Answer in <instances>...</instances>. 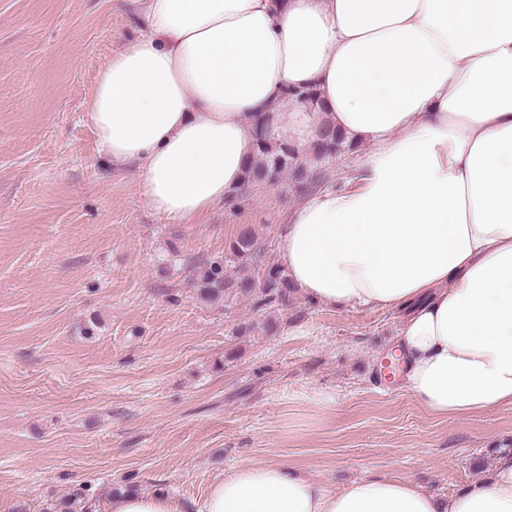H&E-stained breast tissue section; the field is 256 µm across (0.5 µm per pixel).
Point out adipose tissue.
Here are the masks:
<instances>
[{
	"mask_svg": "<svg viewBox=\"0 0 512 512\" xmlns=\"http://www.w3.org/2000/svg\"><path fill=\"white\" fill-rule=\"evenodd\" d=\"M90 111L102 152L179 224L240 183L253 114L301 150L328 125L370 145L282 225L288 277L325 306L401 312L389 357L430 414L512 406V0H147ZM108 512L185 507L127 493ZM197 512H512V454L445 502L402 477L336 490L246 463Z\"/></svg>",
	"mask_w": 512,
	"mask_h": 512,
	"instance_id": "1",
	"label": "adipose tissue"
}]
</instances>
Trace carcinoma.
<instances>
[{
  "instance_id": "carcinoma-1",
  "label": "carcinoma",
  "mask_w": 512,
  "mask_h": 512,
  "mask_svg": "<svg viewBox=\"0 0 512 512\" xmlns=\"http://www.w3.org/2000/svg\"><path fill=\"white\" fill-rule=\"evenodd\" d=\"M255 140L256 159L246 165L242 181L224 202L225 207L231 210L242 208L257 185L274 186L286 176L293 186L301 189L310 177V170L300 154L285 143L272 141L262 119L256 123ZM344 144V134L327 126L309 146L308 153L316 160H323L340 153ZM266 251L251 225L239 227L225 247L223 259L195 267L194 280L199 295L210 302H221L238 294L252 296L257 293L262 305L288 303L295 286L282 266L266 260ZM245 267L253 269L254 275L240 277L230 274L232 270L239 272Z\"/></svg>"
}]
</instances>
